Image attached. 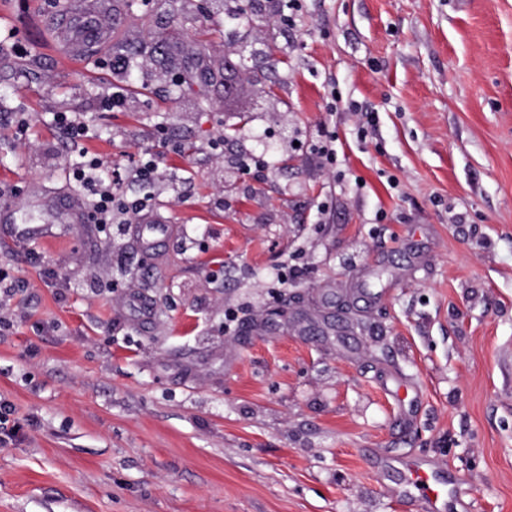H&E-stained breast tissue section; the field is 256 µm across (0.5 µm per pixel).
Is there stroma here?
I'll use <instances>...</instances> for the list:
<instances>
[{
	"instance_id": "35a3bbf8",
	"label": "stroma",
	"mask_w": 512,
	"mask_h": 512,
	"mask_svg": "<svg viewBox=\"0 0 512 512\" xmlns=\"http://www.w3.org/2000/svg\"><path fill=\"white\" fill-rule=\"evenodd\" d=\"M63 2L0 0V512H422L419 459L512 512V0H119L67 64ZM230 51L264 71L232 109ZM141 151L153 250L58 223L83 153ZM70 112H58L54 114V122L57 126L65 129L71 140L77 142L86 136L88 126L76 115ZM130 175L141 186H150L159 180L161 170L156 156L150 152L141 151L130 156Z\"/></svg>"
}]
</instances>
